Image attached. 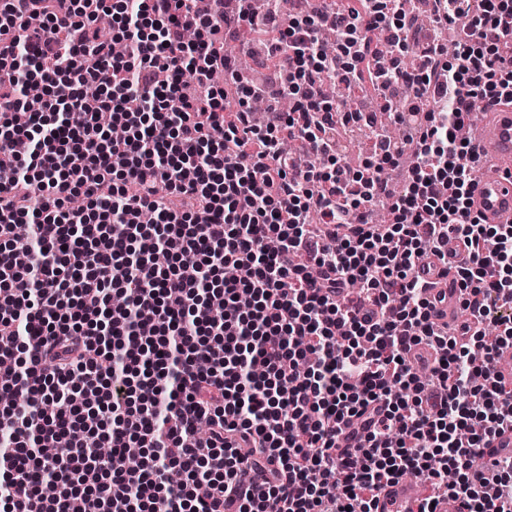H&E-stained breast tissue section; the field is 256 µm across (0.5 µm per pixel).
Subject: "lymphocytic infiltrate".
<instances>
[{
  "mask_svg": "<svg viewBox=\"0 0 512 512\" xmlns=\"http://www.w3.org/2000/svg\"><path fill=\"white\" fill-rule=\"evenodd\" d=\"M211 2L0 0V393L17 398L0 410V512H375L409 476L428 482L416 512L443 495L512 512V456L472 463L512 430L495 367L512 346V224L473 214L480 159L456 136L473 102H512V0H432L423 39L413 0L288 18L282 0L261 16ZM276 18L254 60L278 69L271 93L216 39ZM384 32L419 67L380 70ZM329 78L384 93L406 131L373 132L361 169L343 162L352 106L322 96ZM294 138L322 166L296 164ZM452 241L451 334L425 276Z\"/></svg>",
  "mask_w": 512,
  "mask_h": 512,
  "instance_id": "obj_1",
  "label": "lymphocytic infiltrate"
}]
</instances>
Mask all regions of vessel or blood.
Masks as SVG:
<instances>
[{"mask_svg":"<svg viewBox=\"0 0 512 512\" xmlns=\"http://www.w3.org/2000/svg\"><path fill=\"white\" fill-rule=\"evenodd\" d=\"M473 148L483 160L492 162L490 171L476 176L472 210L490 224L512 223V107L500 109L494 121L473 138ZM418 490L411 481L386 487L378 502V512H409Z\"/></svg>","mask_w":512,"mask_h":512,"instance_id":"obj_1","label":"vessel or blood"}]
</instances>
